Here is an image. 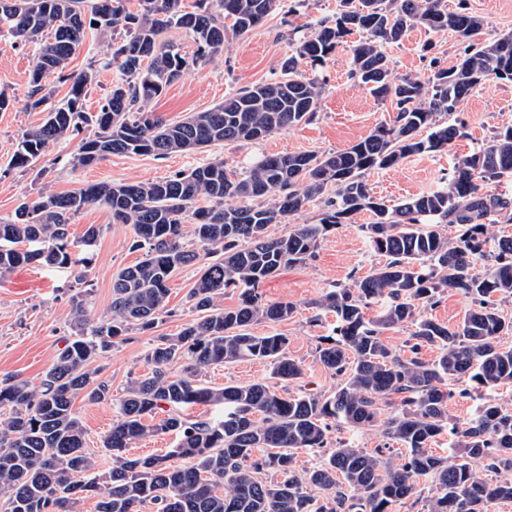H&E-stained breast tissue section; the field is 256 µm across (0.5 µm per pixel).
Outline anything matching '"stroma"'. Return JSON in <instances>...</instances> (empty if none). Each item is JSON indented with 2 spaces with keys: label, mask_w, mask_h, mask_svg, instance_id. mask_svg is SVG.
Instances as JSON below:
<instances>
[{
  "label": "stroma",
  "mask_w": 512,
  "mask_h": 512,
  "mask_svg": "<svg viewBox=\"0 0 512 512\" xmlns=\"http://www.w3.org/2000/svg\"><path fill=\"white\" fill-rule=\"evenodd\" d=\"M339 9L340 0H306L297 15L287 18L276 12L247 37L227 36L219 53L200 62L194 59V42L181 30H170L168 39L180 47L190 63L151 102V109L173 123L188 113L210 109L240 87L274 81L280 75L283 60L291 53L289 27L335 16ZM115 39L112 32H94L76 48L68 62L69 72L77 74L91 67L97 72V84L85 98L87 111H98L112 83L121 77L110 64ZM385 52L395 75L423 78L432 65L455 64L463 47L452 34H431L417 27L400 42L386 45ZM36 53L35 44H17L7 33H0V91L14 100L8 111L0 112V221L10 219L22 202L36 198L46 188L66 193L98 182L157 180L216 156L223 157L227 167L241 169L265 154L341 150L392 115L389 103L376 101L350 78V55L343 45L316 72L322 83V96L319 113L311 123L273 133L257 142L174 153L164 159L112 155L87 167L72 163L82 140L81 135L75 134L51 145L36 170L20 172L9 167V159L23 133L43 119L42 113L26 107ZM458 113L465 122L464 135L450 151L411 156L393 169L370 173L368 182L375 195L395 202L436 189L456 157L488 139L496 127L512 123V82L490 81L464 100ZM370 221L369 213L355 215L351 223L328 233L313 260L282 269L262 286L267 300L294 303L296 310L288 320L260 322L253 325L252 331L258 335L273 332L287 336L289 356L303 366L302 379L286 384L273 378L269 365L239 361L211 367L203 377L204 382L220 388L262 381L279 391H333L338 379L316 359L315 347L319 337L331 334L336 318L326 313L321 321H314L311 303L336 284L346 283L350 273L365 274L379 263V256L370 249L361 230ZM92 224L99 226L101 232L89 272L92 291L86 319L91 326L111 315L113 273L140 258L139 252L130 248L131 226L113 223L106 206L97 204L82 211L73 219L70 231L78 238ZM197 276L194 266L178 272L169 284L167 312L160 316L153 331L130 333L127 340L114 345L100 358L102 377L110 381L113 395H120L130 379L147 372L145 354L157 337L176 335L192 319L186 295ZM75 288L68 270L38 263L19 267L0 279V380L18 377L35 384L40 382L56 355L76 334L69 315ZM74 408L86 429L88 449L96 454L100 470H108L112 458L101 440L115 421V412L111 405L82 400L76 401Z\"/></svg>",
  "instance_id": "35a3bbf8"
}]
</instances>
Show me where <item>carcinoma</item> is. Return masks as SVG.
<instances>
[{
    "label": "carcinoma",
    "mask_w": 512,
    "mask_h": 512,
    "mask_svg": "<svg viewBox=\"0 0 512 512\" xmlns=\"http://www.w3.org/2000/svg\"><path fill=\"white\" fill-rule=\"evenodd\" d=\"M0 0V27L18 44L39 45L27 107L45 113L25 132L10 166L22 171L48 148L88 127L73 158L89 166L111 155L191 152L224 143L259 141L318 115L322 87L299 70L300 62L324 66L349 35L350 77L393 116L369 135L336 152L265 155L239 173L214 157L185 172L151 181L88 184L64 194L41 192L0 222V279L31 262L67 269L86 283L100 228L89 226L75 244L72 219L85 208L104 205L112 222L129 224L139 260L112 276V316L85 330L89 291L71 297L75 338L59 352L35 385L13 379L0 385V512H79L98 498L96 512H391L394 503L417 493V479L429 481L423 512H488L512 500V406L495 391L512 384V314L501 304L512 298V237L489 227L507 214L512 201L488 191L512 181V124L457 158L443 186L396 204L374 195L366 175L404 158L448 151L463 136L448 116L490 80L512 81V32L484 41L485 21L466 0L448 9L445 0H342L336 16L311 23L291 39L293 50L274 81L246 86L224 102L168 123L150 102L189 65L169 30L180 29L205 60L224 47L227 32L240 37L285 0ZM422 27L452 33L466 48L456 64L435 67L425 79L392 75L382 46ZM121 31L112 62L123 78L112 84L97 112L84 100L96 82L92 69L66 72L86 29ZM57 74L70 83L53 102L43 79ZM428 130L423 136L421 132ZM319 206L316 224H292L309 204ZM363 211L361 225L372 251L385 257L365 275L327 291L312 302L336 316L334 335L323 336L316 357L340 379L330 394L280 393L264 382L215 388L202 381L213 365L263 361L285 382L303 377L288 356V337L255 335L258 322H282L295 312L288 301L270 302L262 285L285 267L315 256L328 232ZM192 224L197 247L185 242ZM272 224L289 225L273 237ZM458 227L448 236V225ZM26 243L21 249L18 244ZM202 264L189 290L190 308L201 317L175 336H160L147 351L149 371L112 397L100 379L99 358L132 331L155 328L168 305L173 274ZM483 272L475 273L476 264ZM455 291L470 302L454 327L426 315L424 308ZM231 292L237 304L216 300ZM380 311L369 317L366 310ZM414 326L405 356L385 342L384 332ZM434 348L432 360L421 357ZM180 361L184 375L169 366ZM483 393L474 414L461 422L448 413L455 393ZM112 403L118 418L102 439L112 468L102 473L86 447L85 430L74 411L77 399ZM399 399L382 422L385 443L369 452L340 442L315 466L299 470L295 451L327 446L330 421L351 428L375 425L379 402ZM220 406L222 415L195 420L179 409ZM175 408L151 423L162 406ZM158 432L176 436L165 455L131 458L126 450ZM448 436V454L432 445ZM402 449L399 462L391 458ZM182 460L172 465L169 460ZM280 476L267 482L260 474Z\"/></svg>",
    "instance_id": "1"
}]
</instances>
